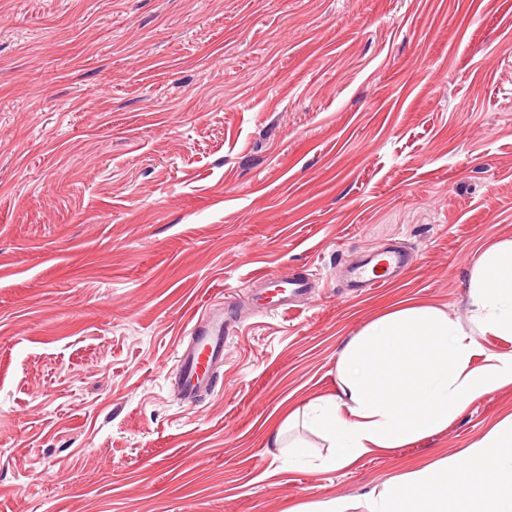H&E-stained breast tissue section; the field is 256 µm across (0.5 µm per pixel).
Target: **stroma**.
<instances>
[{
	"label": "stroma",
	"instance_id": "obj_1",
	"mask_svg": "<svg viewBox=\"0 0 512 512\" xmlns=\"http://www.w3.org/2000/svg\"><path fill=\"white\" fill-rule=\"evenodd\" d=\"M507 239L512 0H0V512H288L456 454L512 387L339 472L265 444L391 306L468 323ZM390 242L401 282L347 292ZM293 273L295 308L246 291ZM211 304L241 323L185 403Z\"/></svg>",
	"mask_w": 512,
	"mask_h": 512
}]
</instances>
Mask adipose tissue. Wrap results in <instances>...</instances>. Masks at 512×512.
Listing matches in <instances>:
<instances>
[{
	"label": "adipose tissue",
	"mask_w": 512,
	"mask_h": 512,
	"mask_svg": "<svg viewBox=\"0 0 512 512\" xmlns=\"http://www.w3.org/2000/svg\"><path fill=\"white\" fill-rule=\"evenodd\" d=\"M470 323L426 303L397 304L343 344L337 391L286 412L269 434L273 459L303 428L322 443L321 472L355 466L440 433L480 396L512 385V354L483 349L482 336L512 338V240L489 246L474 264ZM512 512V416L468 448L374 486L366 512Z\"/></svg>",
	"instance_id": "ef3b65f1"
}]
</instances>
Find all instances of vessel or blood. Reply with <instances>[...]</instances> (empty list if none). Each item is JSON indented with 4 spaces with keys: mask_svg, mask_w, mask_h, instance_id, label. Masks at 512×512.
I'll return each instance as SVG.
<instances>
[{
    "mask_svg": "<svg viewBox=\"0 0 512 512\" xmlns=\"http://www.w3.org/2000/svg\"><path fill=\"white\" fill-rule=\"evenodd\" d=\"M407 267L405 255L393 247H383L360 256L351 268V286L361 294L397 282ZM256 298L269 300L283 308H293L310 299L313 284L309 277L294 275L255 279ZM235 326L223 309L211 308L197 319L189 331V342L177 356V392L187 403L197 401L214 385L213 369L224 361V347Z\"/></svg>",
    "mask_w": 512,
    "mask_h": 512,
    "instance_id": "obj_1",
    "label": "vessel or blood"
}]
</instances>
